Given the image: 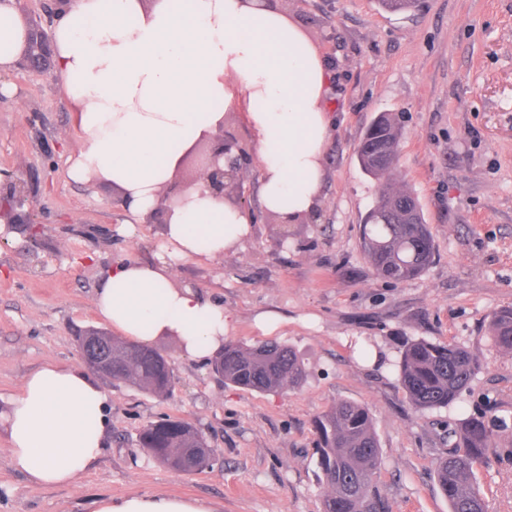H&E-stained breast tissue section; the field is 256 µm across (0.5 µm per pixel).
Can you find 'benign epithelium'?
<instances>
[{"label": "benign epithelium", "mask_w": 512, "mask_h": 512, "mask_svg": "<svg viewBox=\"0 0 512 512\" xmlns=\"http://www.w3.org/2000/svg\"><path fill=\"white\" fill-rule=\"evenodd\" d=\"M51 34L45 31L29 39L19 65L38 72L46 66ZM252 158L224 128L201 140L184 155L181 165L197 168L193 179L163 196L159 206L148 217L156 223L158 215L171 213L172 205L190 188L203 187L212 196L234 205L245 207L241 188L244 174ZM36 210L35 196L19 176L6 174L0 179V221L10 224H33ZM76 342L85 364L98 375L112 379V336L97 329H89L76 336Z\"/></svg>", "instance_id": "1"}]
</instances>
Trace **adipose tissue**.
Listing matches in <instances>:
<instances>
[{
    "instance_id": "1",
    "label": "adipose tissue",
    "mask_w": 512,
    "mask_h": 512,
    "mask_svg": "<svg viewBox=\"0 0 512 512\" xmlns=\"http://www.w3.org/2000/svg\"><path fill=\"white\" fill-rule=\"evenodd\" d=\"M71 0L51 31L53 65L76 109L79 145L69 177L117 189L145 222L182 152L241 112L259 159L260 210L292 223L322 201L335 124V73L302 28L268 0ZM30 36L13 0H0V73ZM256 212L196 188L162 227L171 252L128 255L107 268L94 309L120 336L178 337L193 357L215 355L233 317L209 295L173 283L177 259L208 261L246 239ZM108 397L78 366L48 364L0 410L14 469L66 487L90 472L105 442ZM95 512H215L206 501L158 493L104 497Z\"/></svg>"
}]
</instances>
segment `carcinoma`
<instances>
[{
  "label": "carcinoma",
  "instance_id": "1",
  "mask_svg": "<svg viewBox=\"0 0 512 512\" xmlns=\"http://www.w3.org/2000/svg\"><path fill=\"white\" fill-rule=\"evenodd\" d=\"M396 119L385 116V126L365 142L386 151L399 143ZM365 147L358 149L363 172L379 181L373 206L361 228V247L373 275L386 283H404L420 276L434 255L432 233L414 193L396 189L386 173L367 161ZM494 343L512 351V307L495 312L488 325ZM478 358L463 346L437 344L425 339L409 342L397 363V374L411 404L419 411L446 408L479 372ZM224 382L260 392L298 387L305 366L286 345L224 344V353L213 363ZM112 382L130 384L157 395L170 394L175 378L164 356L148 347L112 339ZM508 428L506 418L472 415L462 419L448 435V450L435 467L437 484L448 498V512H487L485 498L474 482V469L488 463L491 449L501 447L498 431ZM315 453L322 481L328 488L322 512H384L372 489V478L382 452L369 411L342 401L314 420ZM139 446L160 464L185 473L195 471L207 456L204 437L177 418H163L141 431Z\"/></svg>",
  "mask_w": 512,
  "mask_h": 512
}]
</instances>
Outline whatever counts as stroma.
Listing matches in <instances>:
<instances>
[{
  "instance_id": "obj_1",
  "label": "stroma",
  "mask_w": 512,
  "mask_h": 512,
  "mask_svg": "<svg viewBox=\"0 0 512 512\" xmlns=\"http://www.w3.org/2000/svg\"><path fill=\"white\" fill-rule=\"evenodd\" d=\"M283 10L334 66L337 124L325 154L323 205L292 224L261 212L223 257L174 264L173 282L207 293L235 316L228 341H275L304 360L301 386L276 393L224 384L177 339L153 343L169 361L172 393L101 381L106 448L70 487L30 483L0 432V512H94L99 498L164 492L219 512H321L316 415L340 401L370 409L382 461L373 486L386 512H448L435 478L448 431L468 415L512 418V352L496 347L490 316L512 307V0H420L408 13L376 0H284ZM0 171L20 175L39 206L36 225L0 237V406L46 364L81 365L78 331L110 326L93 298L112 260H154L157 224L134 223L108 184L73 181L74 114L54 68L0 78ZM402 126L394 180L412 190L435 243L417 279L377 280L360 225L379 184L357 149L379 113ZM279 316L262 330L258 315ZM456 343L482 364L449 407L421 412L394 365L407 340ZM197 428L216 456L185 474L138 446L165 417ZM488 512H512V460L478 466Z\"/></svg>"
}]
</instances>
